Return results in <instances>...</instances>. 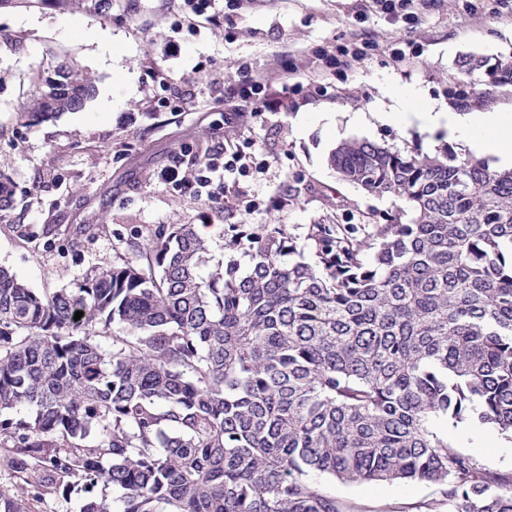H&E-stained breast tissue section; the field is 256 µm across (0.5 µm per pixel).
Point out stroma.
Returning a JSON list of instances; mask_svg holds the SVG:
<instances>
[{
    "label": "stroma",
    "mask_w": 512,
    "mask_h": 512,
    "mask_svg": "<svg viewBox=\"0 0 512 512\" xmlns=\"http://www.w3.org/2000/svg\"><path fill=\"white\" fill-rule=\"evenodd\" d=\"M356 32L376 48L329 75L326 94L284 99L274 112L225 102V85L243 78L238 63L261 69L279 91L313 79L319 55L335 53ZM413 48L415 65L395 62ZM481 57L512 63V0H416L414 13L395 15L374 0H215L199 18L187 0H112L106 13L49 4L2 8L0 170L22 204L0 221V266L42 293L131 256V242H143L150 225L206 224L219 260L228 224H282L301 238L311 224L383 220L393 198L340 180L330 153L352 139L468 153V144L441 132L353 117L389 108L396 89L452 109L460 89L472 107L511 105L512 82L487 91L461 73L463 60ZM65 61L95 78L94 98L57 120L26 126L20 112ZM180 96L188 100L182 108ZM231 115L233 144L247 168L225 176L220 202L160 183L168 168L194 175L223 146ZM79 224L94 230L75 247ZM448 439L502 483L512 482V442L497 431L452 427ZM320 484L354 512H419L440 497L436 486L419 483L344 485L324 477Z\"/></svg>",
    "instance_id": "obj_1"
}]
</instances>
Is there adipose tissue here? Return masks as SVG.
<instances>
[{"instance_id": "ef3b65f1", "label": "adipose tissue", "mask_w": 512, "mask_h": 512, "mask_svg": "<svg viewBox=\"0 0 512 512\" xmlns=\"http://www.w3.org/2000/svg\"><path fill=\"white\" fill-rule=\"evenodd\" d=\"M381 118L403 128L417 123L434 132H445L448 138L470 142L481 154L496 157L499 164L512 165L510 108L458 112L425 105L415 109L396 106L382 113Z\"/></svg>"}]
</instances>
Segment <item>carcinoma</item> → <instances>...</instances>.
I'll list each match as a JSON object with an SVG mask.
<instances>
[{
	"mask_svg": "<svg viewBox=\"0 0 512 512\" xmlns=\"http://www.w3.org/2000/svg\"><path fill=\"white\" fill-rule=\"evenodd\" d=\"M502 68L461 65L491 86ZM44 86L30 126L95 94L67 63ZM330 164L395 206L360 234L308 225L312 264L282 224H229L206 272L195 225L158 224L70 288L0 268V459L16 486L37 503L72 488L77 512H343L321 475L436 485L428 512H512V483L435 428L512 440V170L368 140ZM15 203L0 170V220Z\"/></svg>",
	"mask_w": 512,
	"mask_h": 512,
	"instance_id": "obj_1",
	"label": "carcinoma"
}]
</instances>
